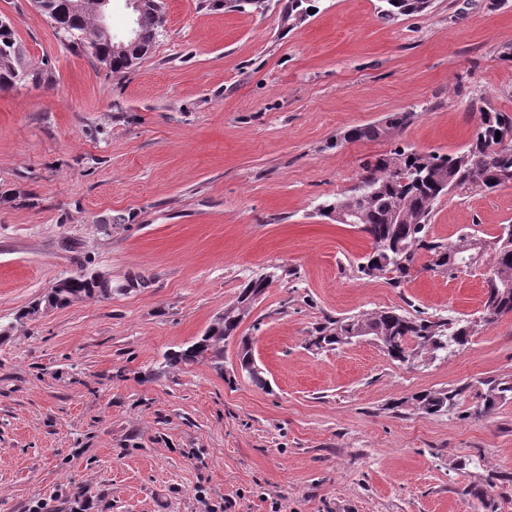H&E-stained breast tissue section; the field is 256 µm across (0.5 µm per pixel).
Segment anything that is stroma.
<instances>
[{"mask_svg": "<svg viewBox=\"0 0 512 512\" xmlns=\"http://www.w3.org/2000/svg\"><path fill=\"white\" fill-rule=\"evenodd\" d=\"M164 3L151 51L114 73L33 0H0L27 69L49 76L0 90V512H67L78 494L93 512H201L200 489L224 512H512V400L487 414L475 396L512 378V315L482 320L491 249L452 278L419 253L395 287L360 273L366 233L317 211L365 164L461 151L480 106L512 111V0L398 19L380 0H314L292 28L280 0ZM368 125L385 131L343 142ZM504 224L512 185L443 197L429 235L474 226L488 243ZM269 272L237 330L267 388L233 340L223 371L163 366ZM76 273L111 279V299L20 319ZM135 277L148 287L122 291ZM392 309L474 334L421 365L373 341L308 346L325 318ZM459 386L441 415L404 403Z\"/></svg>", "mask_w": 512, "mask_h": 512, "instance_id": "stroma-1", "label": "stroma"}]
</instances>
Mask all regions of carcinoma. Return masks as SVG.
<instances>
[{"mask_svg": "<svg viewBox=\"0 0 512 512\" xmlns=\"http://www.w3.org/2000/svg\"><path fill=\"white\" fill-rule=\"evenodd\" d=\"M153 6L142 13L137 30V43L127 48L115 46L98 28L96 0H36V6L57 24L58 33L72 44L89 50L92 56L110 71L117 73L144 57L155 44L158 28L163 23L161 0H151ZM384 15L388 18L410 16L426 11L425 0H384ZM313 8L311 0H286L281 10L284 24L296 25ZM34 83L44 80L39 72H31L22 65V49L15 31L0 32V87H9L19 81ZM512 131V113L497 110L491 105L481 109L479 122L466 148L454 154L436 155L426 164L418 153L398 149L366 165L358 186L332 199L322 202L319 209L335 211L350 207L359 188L375 190L364 203V219L358 227L372 240V251L363 257L359 270L371 278L391 276L399 284L411 277L416 257L423 250L437 256L446 250L458 253L463 260L471 259L470 247L475 232L467 229L456 243L448 245L428 237L429 223L434 205L444 196L493 190L512 184V146L491 150L482 140L495 139V133ZM376 125L358 127L343 135L347 141L373 139L381 135ZM401 158L404 178L400 183L388 169L389 161ZM405 215L402 224L391 223V216ZM491 270L494 284L485 293L483 307L491 313L482 314L485 322L512 314V224L501 225L493 240ZM267 288L258 278L248 281L234 305L224 309V318L214 322L202 336L186 348L164 356L170 365L209 360L216 369L224 368V342L238 329L244 307L252 304V297ZM83 297H102L101 288L88 281L73 288H54L43 299L31 303L20 320H33L38 309L49 304L65 307ZM368 330L376 337L385 352L395 361L406 362L412 357L429 355L433 358L448 354L449 348L461 349L473 336L472 324L465 320H429L413 318L396 310L348 316L331 320L315 329L311 344L318 349H335L348 344L352 332ZM252 352L247 346L238 351L241 371L258 387H265V379L250 369ZM486 391L480 394L483 411L492 412L498 404L512 400V380L489 379L482 382ZM465 388H441L419 392L411 397L413 408L426 415H438L458 405Z\"/></svg>", "mask_w": 512, "mask_h": 512, "instance_id": "cac0c4a2", "label": "carcinoma"}]
</instances>
